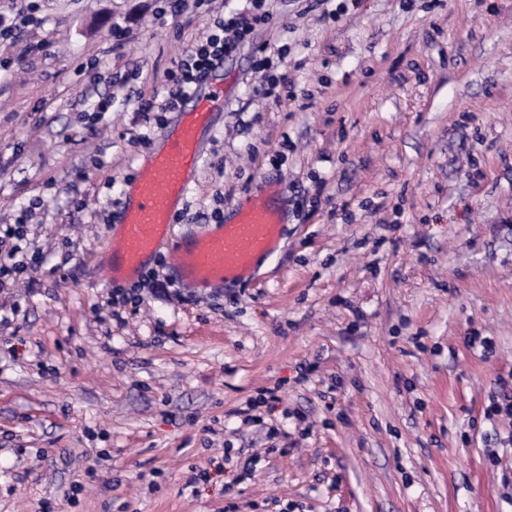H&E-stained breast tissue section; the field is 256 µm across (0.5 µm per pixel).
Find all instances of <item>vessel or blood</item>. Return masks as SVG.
I'll use <instances>...</instances> for the list:
<instances>
[{"label":"vessel or blood","instance_id":"1","mask_svg":"<svg viewBox=\"0 0 512 512\" xmlns=\"http://www.w3.org/2000/svg\"><path fill=\"white\" fill-rule=\"evenodd\" d=\"M224 109V84L196 85L187 95L166 144L152 151L128 180V190L113 217L106 253L112 283L137 280L162 249L176 256L177 279L205 290L226 283L246 284L261 259L280 247L285 218L276 189L250 195L233 216L208 231L172 239L194 175L202 159L200 136Z\"/></svg>","mask_w":512,"mask_h":512}]
</instances>
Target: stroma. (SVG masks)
I'll return each instance as SVG.
<instances>
[{
  "label": "stroma",
  "instance_id": "35a3bbf8",
  "mask_svg": "<svg viewBox=\"0 0 512 512\" xmlns=\"http://www.w3.org/2000/svg\"><path fill=\"white\" fill-rule=\"evenodd\" d=\"M241 6L41 0L0 47V225L42 202L35 285L0 295V512H512V421L486 414L512 373V0H271L224 60L173 232L273 185L282 248L249 284L145 289L113 319L107 218L177 120L133 146L132 102ZM93 90L109 111H84ZM318 186L330 204L302 207ZM266 389L272 439L241 414Z\"/></svg>",
  "mask_w": 512,
  "mask_h": 512
}]
</instances>
